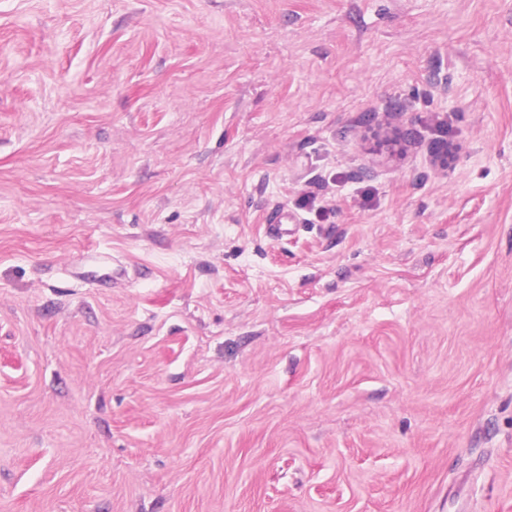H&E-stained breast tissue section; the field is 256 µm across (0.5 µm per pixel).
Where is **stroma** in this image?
Listing matches in <instances>:
<instances>
[{
	"label": "stroma",
	"mask_w": 512,
	"mask_h": 512,
	"mask_svg": "<svg viewBox=\"0 0 512 512\" xmlns=\"http://www.w3.org/2000/svg\"><path fill=\"white\" fill-rule=\"evenodd\" d=\"M0 512H512V0H0Z\"/></svg>",
	"instance_id": "35a3bbf8"
}]
</instances>
